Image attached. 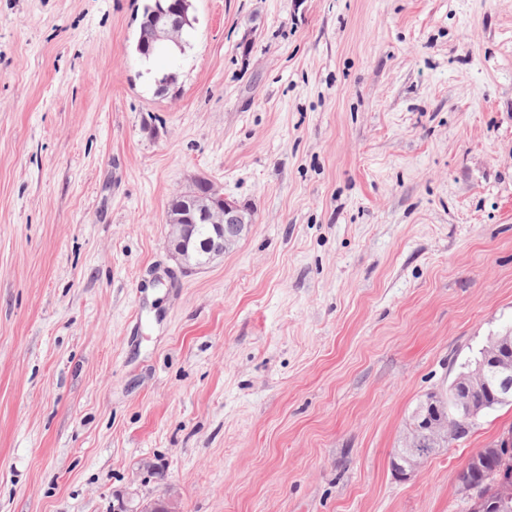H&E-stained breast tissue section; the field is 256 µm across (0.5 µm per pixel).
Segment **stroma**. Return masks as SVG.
<instances>
[{"label":"stroma","instance_id":"1","mask_svg":"<svg viewBox=\"0 0 512 512\" xmlns=\"http://www.w3.org/2000/svg\"><path fill=\"white\" fill-rule=\"evenodd\" d=\"M142 5L0 0V512H468L512 405L390 459L512 330V0H192L149 64ZM200 177L255 222L188 273ZM511 448L506 446L502 448L500 444L490 445L487 448H481L474 453L466 463V465L460 470L459 475L462 478L461 491L466 495L473 497L471 492L478 490L477 482L470 479V475L474 472L479 471L482 468L483 463L492 455H501L505 451H510Z\"/></svg>","mask_w":512,"mask_h":512}]
</instances>
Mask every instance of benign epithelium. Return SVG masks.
Wrapping results in <instances>:
<instances>
[{"label":"benign epithelium","mask_w":512,"mask_h":512,"mask_svg":"<svg viewBox=\"0 0 512 512\" xmlns=\"http://www.w3.org/2000/svg\"><path fill=\"white\" fill-rule=\"evenodd\" d=\"M152 11L148 24L149 41L170 50H183L184 35L190 21L186 10L191 0H179L165 6L161 0ZM204 191L180 194L171 203L165 223L171 228L175 254L190 269L199 270L224 255L231 244L243 238L254 224L250 208L224 195L223 188L202 178ZM194 224H210L214 235L202 241L205 256L189 253L187 233ZM512 400V333L507 331L491 337L483 348V358L475 368L460 373L446 393H431L413 415V423L405 446L395 449L391 458L394 473L410 478L420 465V450L435 453L462 437L480 414L497 404ZM505 452L499 444L474 453L460 470L461 491L469 496L478 490L470 475L479 471L492 455Z\"/></svg>","instance_id":"obj_1"}]
</instances>
